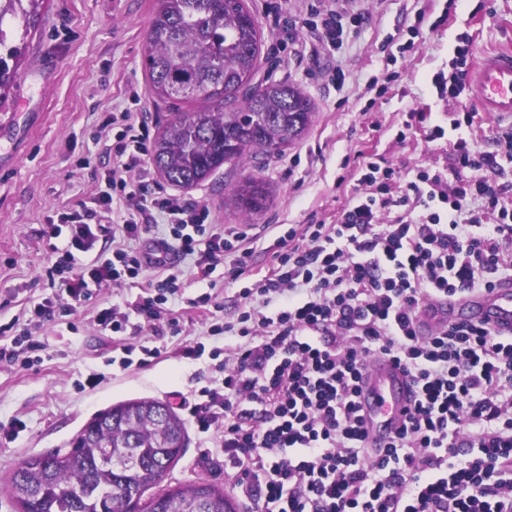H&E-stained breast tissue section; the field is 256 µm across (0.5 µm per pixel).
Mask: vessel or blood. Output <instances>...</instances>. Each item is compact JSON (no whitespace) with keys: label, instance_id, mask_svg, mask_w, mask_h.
I'll use <instances>...</instances> for the list:
<instances>
[{"label":"vessel or blood","instance_id":"obj_1","mask_svg":"<svg viewBox=\"0 0 512 512\" xmlns=\"http://www.w3.org/2000/svg\"><path fill=\"white\" fill-rule=\"evenodd\" d=\"M474 100L483 116L491 120L512 119V50L484 54L470 75ZM449 322L485 324L512 334V282L487 293L423 304L416 324L421 335L433 334ZM416 398L410 377L389 358H369L359 401L365 417L366 443L384 446L400 426Z\"/></svg>","mask_w":512,"mask_h":512}]
</instances>
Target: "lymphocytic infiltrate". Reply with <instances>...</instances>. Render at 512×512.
<instances>
[{
	"label": "lymphocytic infiltrate",
	"mask_w": 512,
	"mask_h": 512,
	"mask_svg": "<svg viewBox=\"0 0 512 512\" xmlns=\"http://www.w3.org/2000/svg\"><path fill=\"white\" fill-rule=\"evenodd\" d=\"M311 26L325 48H341L343 20L362 23L335 0H310ZM474 112L451 124L408 113L397 132L424 129L426 142H447L446 167L415 177L371 158L358 165L359 188L335 223L289 225L268 251L272 266L254 278L245 233L225 232L209 211L151 181L145 167L149 124L139 113L112 114V174L89 206L63 223L68 242L52 250L55 300L34 304L30 323L72 315L98 300L100 332L112 333L122 368L146 366L181 335L162 306L179 297L180 258L193 257L206 280L233 255L236 319L212 310L211 295L190 300L207 333L230 339L191 413L201 432L220 431L216 449L256 512H512V336L451 324L420 338L422 300L461 297L512 281V130L492 147L469 135ZM124 203L123 210L112 207ZM164 221L160 242L173 260L150 259L137 243ZM62 223V224H63ZM101 243L108 258H95ZM138 287L137 302H115V288ZM148 321L142 341H126L132 317ZM0 345V363H40L31 331ZM393 359L419 397L383 453L364 444L357 395L370 353Z\"/></svg>",
	"instance_id": "f902f5d3"
}]
</instances>
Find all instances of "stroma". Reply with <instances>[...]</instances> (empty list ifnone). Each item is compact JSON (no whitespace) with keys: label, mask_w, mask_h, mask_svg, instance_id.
Returning <instances> with one entry per match:
<instances>
[{"label":"stroma","mask_w":512,"mask_h":512,"mask_svg":"<svg viewBox=\"0 0 512 512\" xmlns=\"http://www.w3.org/2000/svg\"><path fill=\"white\" fill-rule=\"evenodd\" d=\"M262 34L259 78L297 86L314 104L308 132L282 155L249 165H224L206 181L184 191L185 199L206 206L214 223L248 232L253 265L267 269V247L282 224H304L334 217L357 186V156H373L400 173L448 163V147L426 142L422 134L396 137L407 113L428 112L449 121L448 101L432 85L451 74L455 48L470 42L474 55L512 46V0H357L365 14L351 28L341 49L319 48L306 24L304 0H288V24L264 12V0H245ZM157 0H43L35 29L24 39L18 77L0 110V325L24 317L30 305L53 296L48 274L46 224L86 201L112 170L107 144L116 134L107 126L112 113L133 106L131 88L142 92L137 106L158 134L173 111H192L193 103L172 105L151 97L146 68V35ZM442 18L436 30L423 31L414 49L387 57L380 47L390 35L408 31L419 13ZM345 75L343 87L330 80ZM398 71L402 79L388 90L374 87L376 77ZM265 179L267 207L246 215L227 199L248 174ZM231 260L210 279L189 281L186 297L212 293L232 312L237 287L229 283ZM96 301L71 318L45 323L37 336L42 361L28 369L0 365V424L21 419L16 437L0 439V512H16L8 491L13 470L26 457L70 447L73 438L98 412L120 401L152 397L187 418L188 404L214 377L209 351L223 347L220 336L206 337V355L183 358L185 336L168 341V355L144 367L113 365L111 337L94 323ZM100 374L95 389L79 384ZM189 444L169 475L172 482L204 480L232 493L224 457L215 451L216 432L186 425Z\"/></svg>","instance_id":"35a3bbf8"}]
</instances>
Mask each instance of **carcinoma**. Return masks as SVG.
I'll use <instances>...</instances> for the list:
<instances>
[{
    "mask_svg": "<svg viewBox=\"0 0 512 512\" xmlns=\"http://www.w3.org/2000/svg\"><path fill=\"white\" fill-rule=\"evenodd\" d=\"M42 0H0L25 29ZM147 32L150 88L160 98L198 103L178 112L151 158L164 179L192 189L226 163L268 158L299 140L311 101L281 82L255 81L261 32L244 0H157ZM22 48L0 30V103L10 95ZM270 191L249 174L231 192L237 209L263 210ZM187 440L184 420L153 398L119 402L96 414L65 452L25 459L10 479L17 512H237L233 498L205 481L160 486ZM152 494H147L148 490Z\"/></svg>",
    "mask_w": 512,
    "mask_h": 512,
    "instance_id": "1",
    "label": "carcinoma"
}]
</instances>
